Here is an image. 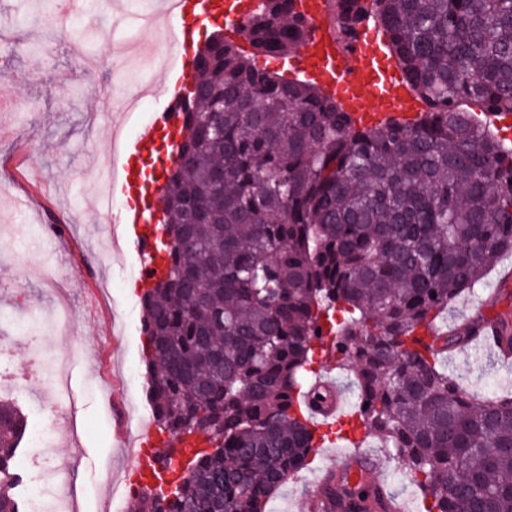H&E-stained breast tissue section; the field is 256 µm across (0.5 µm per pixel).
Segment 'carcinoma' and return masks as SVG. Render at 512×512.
Listing matches in <instances>:
<instances>
[{
    "label": "carcinoma",
    "mask_w": 512,
    "mask_h": 512,
    "mask_svg": "<svg viewBox=\"0 0 512 512\" xmlns=\"http://www.w3.org/2000/svg\"><path fill=\"white\" fill-rule=\"evenodd\" d=\"M298 0H261L251 51L221 37L198 51L183 104L188 161L165 186L166 278L145 292L141 330L159 432L207 437L170 489L137 486L140 512H268L313 450L307 373L331 337L354 376L357 419L420 491L424 512H512V394L477 399L441 357L487 317L432 323L512 252V147L470 106L512 114V0H345L342 34L371 18L426 105L411 122L356 125L305 80L256 63L310 35ZM190 238L184 252L177 240ZM342 317H337L336 313ZM500 348L512 318L497 314ZM29 427L0 401V512ZM343 512H376L372 489L328 482Z\"/></svg>",
    "instance_id": "1"
}]
</instances>
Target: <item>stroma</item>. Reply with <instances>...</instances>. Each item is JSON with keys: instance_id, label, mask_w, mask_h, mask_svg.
<instances>
[{"instance_id": "1", "label": "stroma", "mask_w": 512, "mask_h": 512, "mask_svg": "<svg viewBox=\"0 0 512 512\" xmlns=\"http://www.w3.org/2000/svg\"><path fill=\"white\" fill-rule=\"evenodd\" d=\"M127 0L109 6L90 0L85 12L65 14L54 0H0V36L10 43L0 56V330L9 335V357L0 359V399L24 407L44 397L47 380L66 384L77 428L61 421L46 455L65 466L85 489L67 512H101L100 497L129 465L121 414L136 406L151 419L141 332V294L134 291L140 259L133 247L104 258L112 218L99 213L87 187L101 165L112 161L108 127L133 131L137 117L113 109L109 93L124 80L140 79L142 64L132 52L102 57L118 33L112 17ZM27 197L29 215L16 210ZM512 268L503 254L474 293L462 295L438 323L447 328L477 314ZM66 302L70 326L54 327L59 302ZM93 339L91 349L68 365L56 364L76 337ZM53 355L42 377L15 391L7 377L33 352V341ZM490 352L468 348L448 357V372L478 394L512 392V367L491 364ZM357 452L381 457L377 436L353 446L329 433L309 468L274 495L276 512H310L309 487L335 455Z\"/></svg>"}]
</instances>
